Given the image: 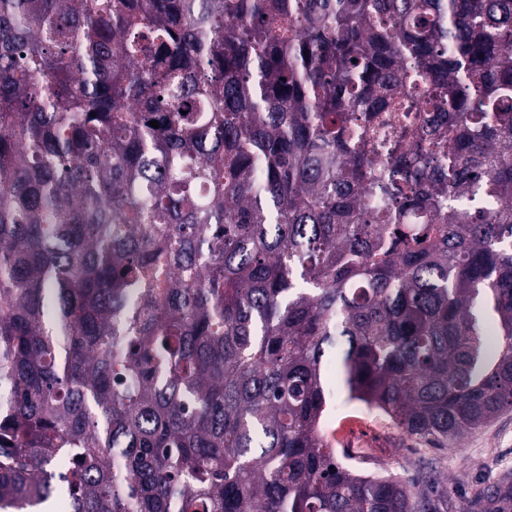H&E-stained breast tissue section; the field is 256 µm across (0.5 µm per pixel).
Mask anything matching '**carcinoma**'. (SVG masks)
<instances>
[{
    "label": "carcinoma",
    "instance_id": "1",
    "mask_svg": "<svg viewBox=\"0 0 512 512\" xmlns=\"http://www.w3.org/2000/svg\"><path fill=\"white\" fill-rule=\"evenodd\" d=\"M331 363L512 409V0H0V512H455Z\"/></svg>",
    "mask_w": 512,
    "mask_h": 512
}]
</instances>
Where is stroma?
Returning a JSON list of instances; mask_svg holds the SVG:
<instances>
[{
  "label": "stroma",
  "instance_id": "35a3bbf8",
  "mask_svg": "<svg viewBox=\"0 0 512 512\" xmlns=\"http://www.w3.org/2000/svg\"><path fill=\"white\" fill-rule=\"evenodd\" d=\"M328 446L350 452L360 473L412 477L420 458L432 459L448 479L459 512H486L477 492L512 487V410L468 436L457 448H431L408 439L382 411L335 394L321 426Z\"/></svg>",
  "mask_w": 512,
  "mask_h": 512
}]
</instances>
